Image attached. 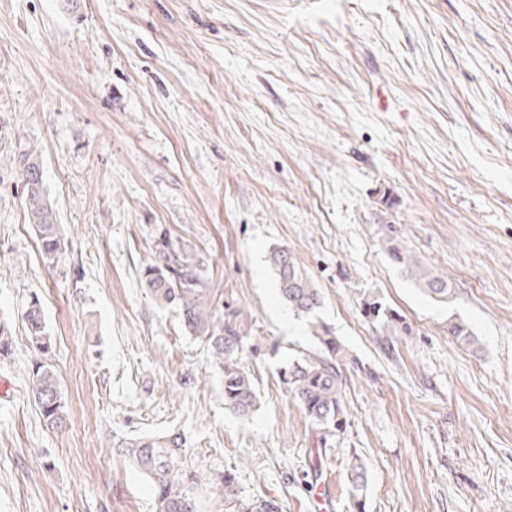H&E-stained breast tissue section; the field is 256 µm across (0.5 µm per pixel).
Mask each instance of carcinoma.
Returning a JSON list of instances; mask_svg holds the SVG:
<instances>
[{"label": "carcinoma", "mask_w": 512, "mask_h": 512, "mask_svg": "<svg viewBox=\"0 0 512 512\" xmlns=\"http://www.w3.org/2000/svg\"><path fill=\"white\" fill-rule=\"evenodd\" d=\"M13 163L22 182L29 223L38 236L43 257L53 265L63 254V239L44 190L40 153L27 147L13 157ZM384 248L402 276L413 281L425 295L443 302L453 299L455 288L448 276L426 266L401 237L385 236ZM268 262L277 279L281 301L292 313L308 321L315 341L314 350L289 361L282 369V382L289 398L312 423L326 432L336 430L345 414L342 389L343 362L348 359L346 347L321 321L322 293L288 247H273ZM140 286L157 307L178 309L186 332L204 344L211 367L222 377L224 408L241 417L250 416L257 408L258 394L245 357L250 352L257 353L258 347L247 345L250 332L245 308L228 302L219 307L211 297L199 261L167 239L161 240L155 263L144 271ZM362 311L387 336L409 333L403 317L387 307L378 295L364 298ZM24 319L31 347L42 355L48 354L53 339L46 329L38 295L30 296ZM448 334L464 345L472 346L476 341L471 327L461 318L448 320ZM12 351L11 330L0 321V361L10 357ZM29 392L45 426L57 432L65 429L66 402L51 364L41 359L32 365ZM183 447L181 435L163 433L141 436L121 448L128 462L152 480L155 512H196L198 477H187L179 467ZM348 479L352 495L363 497L368 485L367 472L357 456L350 463Z\"/></svg>", "instance_id": "1"}]
</instances>
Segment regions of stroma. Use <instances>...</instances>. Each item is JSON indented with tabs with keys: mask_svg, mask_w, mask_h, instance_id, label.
Segmentation results:
<instances>
[{
	"mask_svg": "<svg viewBox=\"0 0 512 512\" xmlns=\"http://www.w3.org/2000/svg\"><path fill=\"white\" fill-rule=\"evenodd\" d=\"M37 146L65 251L43 259L12 163ZM395 234L448 274L436 302L388 258ZM250 315L259 407H224L203 343L140 286L160 238ZM288 247L355 357L327 433L280 368L312 349L267 262ZM373 292L410 335L393 354ZM38 294L68 418L29 395ZM460 318L471 349L448 334ZM0 512H154L117 450L175 432L200 512L238 500L360 512H512V0H0ZM362 311L368 319L379 325L385 336H401L409 333L403 317L383 303L378 295L371 294L363 299ZM348 479L352 496H356L354 499H356V503L359 504L363 499L364 492L367 490L368 479L366 468L358 456H353L349 467Z\"/></svg>",
	"mask_w": 512,
	"mask_h": 512,
	"instance_id": "35a3bbf8",
	"label": "stroma"
}]
</instances>
